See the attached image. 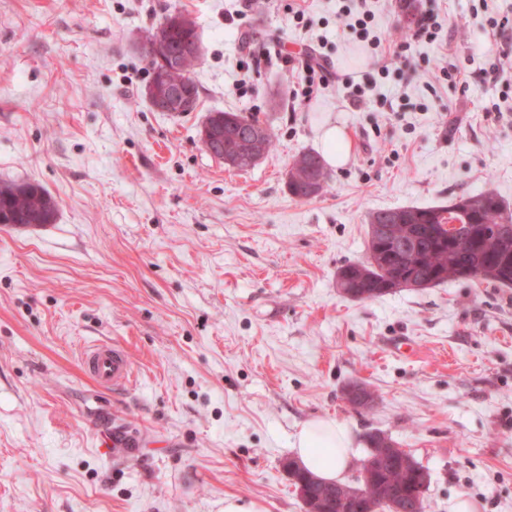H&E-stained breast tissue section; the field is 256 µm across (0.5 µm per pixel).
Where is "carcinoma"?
Segmentation results:
<instances>
[{"label":"carcinoma","instance_id":"cac0c4a2","mask_svg":"<svg viewBox=\"0 0 512 512\" xmlns=\"http://www.w3.org/2000/svg\"><path fill=\"white\" fill-rule=\"evenodd\" d=\"M156 33L169 44H181L199 38L196 24L183 26L168 22L163 16ZM199 59H190L169 77L188 82L194 89L193 104H198L200 91L191 73ZM239 112L224 113V149L234 145L230 134L241 136L246 129L238 123ZM327 172L320 155H299L288 170V192L307 198L310 189L321 194L327 183ZM58 203L42 185L32 182L0 184V218L13 224H27L36 219L40 224L56 220ZM459 222V236L450 240L442 224ZM379 224L384 232L369 233L366 261L343 267L346 271L342 287L354 294H367V299L384 296L405 281L421 288L448 280H479L512 288V208L497 194L487 190L456 198L442 206H409L379 210L370 214L369 225ZM418 462L413 456L395 457L392 463L378 462L372 482L342 484L351 490L374 492L380 485H402L410 488L417 475Z\"/></svg>","mask_w":512,"mask_h":512}]
</instances>
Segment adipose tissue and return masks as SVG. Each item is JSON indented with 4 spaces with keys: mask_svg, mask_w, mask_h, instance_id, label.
Instances as JSON below:
<instances>
[{
    "mask_svg": "<svg viewBox=\"0 0 512 512\" xmlns=\"http://www.w3.org/2000/svg\"><path fill=\"white\" fill-rule=\"evenodd\" d=\"M294 457L328 482H345L357 455L352 432L330 419L304 423L292 443Z\"/></svg>",
    "mask_w": 512,
    "mask_h": 512,
    "instance_id": "adipose-tissue-1",
    "label": "adipose tissue"
}]
</instances>
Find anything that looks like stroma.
Segmentation results:
<instances>
[{"instance_id": "35a3bbf8", "label": "stroma", "mask_w": 512, "mask_h": 512, "mask_svg": "<svg viewBox=\"0 0 512 512\" xmlns=\"http://www.w3.org/2000/svg\"><path fill=\"white\" fill-rule=\"evenodd\" d=\"M382 32L440 24L380 77L342 6ZM332 71L394 90L353 106L341 83L291 99L277 52L303 50L286 0H0V183L37 182L55 223L0 228V512H303L283 462L312 418L377 430L429 470L427 512L465 498L512 512V288L451 280L373 300L338 270L367 258L371 212L494 191L512 206V69L483 42L512 0H305ZM204 48L196 111H153L146 37L165 10ZM270 59L235 95L242 53ZM455 63L465 86L440 70ZM270 126L234 170L199 140L209 112ZM348 163L301 200L286 181L318 131ZM117 345L134 376L105 389L80 359ZM376 397L357 411L346 387ZM109 455H102L99 441ZM345 134L342 127L333 123H326L319 129L324 158L331 167H340L349 160L351 145L346 141Z\"/></svg>"}]
</instances>
